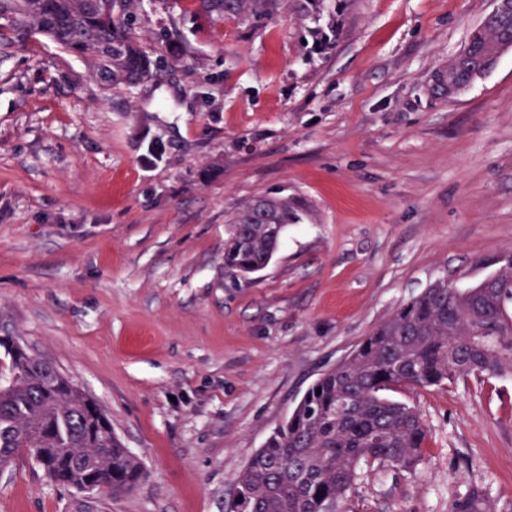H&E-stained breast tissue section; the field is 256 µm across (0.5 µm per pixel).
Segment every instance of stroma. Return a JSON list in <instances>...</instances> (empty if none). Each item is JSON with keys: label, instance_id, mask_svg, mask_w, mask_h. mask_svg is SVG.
<instances>
[{"label": "stroma", "instance_id": "35a3bbf8", "mask_svg": "<svg viewBox=\"0 0 512 512\" xmlns=\"http://www.w3.org/2000/svg\"><path fill=\"white\" fill-rule=\"evenodd\" d=\"M493 0H354L333 49L279 0L260 20L138 0L159 82L106 92L41 35L0 46V338L98 402L147 477L128 495L0 474V512H225L233 480L319 374L431 284L512 253V49L433 89ZM309 210L269 265L224 269L228 224ZM415 469L362 465L338 512H512V377L400 387Z\"/></svg>", "mask_w": 512, "mask_h": 512}]
</instances>
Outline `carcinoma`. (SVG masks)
<instances>
[{
	"label": "carcinoma",
	"mask_w": 512,
	"mask_h": 512,
	"mask_svg": "<svg viewBox=\"0 0 512 512\" xmlns=\"http://www.w3.org/2000/svg\"><path fill=\"white\" fill-rule=\"evenodd\" d=\"M136 2L0 0V43L20 45L37 33L81 57L101 89L137 85L159 77L161 63L135 37ZM274 2L199 0L203 13L219 18L257 14ZM351 2L288 0L297 16L325 19L309 30L319 51L333 47ZM508 46L511 7L475 29L447 70L464 84ZM306 212L282 196L246 204L224 243V268L235 275L265 268L285 227ZM0 346L11 358L10 375L0 381V467L25 452L56 483L89 491L109 479L111 495L132 493L146 469L112 432L105 410L48 360L14 343ZM511 375L512 255L473 287L430 285L322 373L237 475L227 512H336L362 465L410 471L421 460L428 430L420 413L386 392Z\"/></svg>",
	"instance_id": "cac0c4a2"
}]
</instances>
